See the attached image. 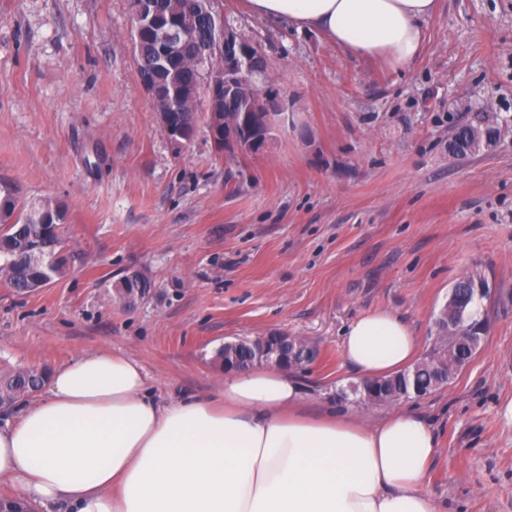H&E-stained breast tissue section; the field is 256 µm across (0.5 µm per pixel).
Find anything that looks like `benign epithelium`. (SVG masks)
Segmentation results:
<instances>
[{"instance_id": "7a95c632", "label": "benign epithelium", "mask_w": 512, "mask_h": 512, "mask_svg": "<svg viewBox=\"0 0 512 512\" xmlns=\"http://www.w3.org/2000/svg\"><path fill=\"white\" fill-rule=\"evenodd\" d=\"M133 41L141 48L143 35L157 25L149 0H132ZM184 13L159 34L157 67L163 69L168 60L182 55L195 56L199 64L210 57L224 60V68L212 74L204 87L187 89L182 83L160 87L145 85L157 114L159 126L173 140L188 142L196 126V115L204 114L215 148L233 153L256 155L266 151L273 140L279 101L261 90L253 77L255 67L253 46L239 39L224 27L221 18L199 0H185ZM233 98L241 116L232 120L224 115V101ZM462 309L457 291H452L439 317L448 329L458 331L457 312ZM279 344L272 348L256 346L254 362L277 368H303L316 360L307 341L286 334L277 335ZM351 393L364 405L377 399L373 384L362 381L351 387Z\"/></svg>"}]
</instances>
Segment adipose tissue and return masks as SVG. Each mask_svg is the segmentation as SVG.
<instances>
[{
    "instance_id": "adipose-tissue-1",
    "label": "adipose tissue",
    "mask_w": 512,
    "mask_h": 512,
    "mask_svg": "<svg viewBox=\"0 0 512 512\" xmlns=\"http://www.w3.org/2000/svg\"><path fill=\"white\" fill-rule=\"evenodd\" d=\"M248 13L317 30L398 68L421 54L436 0H243ZM346 365L377 379L418 340L386 310L342 337ZM134 357L107 350L57 366L46 390L0 426V483L68 512H444L426 486L431 423L404 410L367 426L300 409L289 370L224 375L216 397L160 403Z\"/></svg>"
}]
</instances>
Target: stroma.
<instances>
[{"mask_svg": "<svg viewBox=\"0 0 512 512\" xmlns=\"http://www.w3.org/2000/svg\"><path fill=\"white\" fill-rule=\"evenodd\" d=\"M252 43L288 121L266 153L217 152L159 127L131 45V0H0V179L64 206L68 273L33 292L0 278V368L51 370L101 349L138 359L159 401L214 393L224 342L288 333L312 413L368 424L392 406L336 402L356 380L344 328L387 310L432 343L463 275L485 279L488 333L448 387L407 405L439 448L428 487L447 512H512V0H437L400 69L318 31L215 0ZM496 145L450 159L453 122ZM149 284L125 304L113 285Z\"/></svg>", "mask_w": 512, "mask_h": 512, "instance_id": "1", "label": "stroma"}]
</instances>
